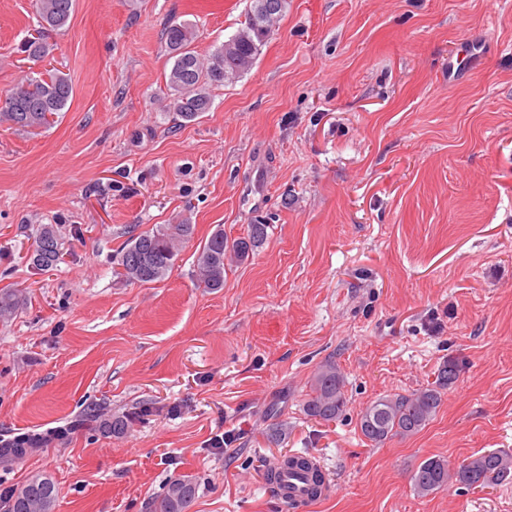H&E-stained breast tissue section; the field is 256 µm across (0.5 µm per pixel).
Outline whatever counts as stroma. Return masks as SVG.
<instances>
[{"label": "stroma", "instance_id": "obj_1", "mask_svg": "<svg viewBox=\"0 0 512 512\" xmlns=\"http://www.w3.org/2000/svg\"><path fill=\"white\" fill-rule=\"evenodd\" d=\"M249 5L76 0L35 62L20 51L32 0H0V95L52 67L73 84L51 127L0 126V288L22 299L0 323V439L91 403L132 420L1 462L0 489L39 473L55 512H150L189 475L190 512H291L264 474L304 452L330 488L300 512H512V481L426 497L411 481L432 457L512 454V0H288L253 68L180 123L164 28L194 23L206 54ZM468 43L482 56L457 65ZM184 219L163 280L113 276L131 232ZM259 223L265 245L227 263L223 289L198 286L214 230ZM44 224L62 258L37 271ZM328 358L347 397L333 422L302 412ZM446 362L457 379L417 434L361 435L367 405Z\"/></svg>", "mask_w": 512, "mask_h": 512}]
</instances>
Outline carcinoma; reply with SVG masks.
<instances>
[{"mask_svg":"<svg viewBox=\"0 0 512 512\" xmlns=\"http://www.w3.org/2000/svg\"><path fill=\"white\" fill-rule=\"evenodd\" d=\"M36 26L22 42L21 52L32 61H42L52 52V35L69 25L74 0H35ZM288 8V0H251L244 26L207 55L192 48L196 38L194 24L183 21L165 27L162 37L169 58L173 59L166 85L174 94V112L185 122H193L211 106L209 88L237 82L255 64L262 48L275 34ZM73 95L67 75L47 70L38 77H28L0 100V125L16 130L36 131L51 124ZM268 225L251 224L247 236L229 240L217 229L196 257L200 285L209 290L224 287L225 259L244 261L261 248L267 239ZM187 223L163 224L152 232L132 234L117 253L115 275L125 281L150 284L163 279L175 265L181 245L193 234ZM59 239L54 225L41 227L30 256L33 267L45 270L60 260ZM19 308L18 294L0 289V322H9ZM457 378L454 365L445 363L438 370L435 385L410 394H392L376 399L361 412V434L381 444L394 436L418 432L436 412L442 394ZM347 404L345 380L332 359H327L315 373L311 393L303 404L305 414L319 421L339 418ZM86 422L95 430L118 437L129 427L124 416L112 417L93 405L87 412L65 426L44 434H28L0 443V456L8 459L34 448H42L69 430ZM512 480V456L502 451H488L471 457L456 470L447 461L429 458L413 473L416 494L426 497L457 482L468 488H484ZM197 481L190 476L172 478L153 503V512H189L197 497ZM56 489L44 474L31 476L25 484L8 490L7 512H53Z\"/></svg>","mask_w":512,"mask_h":512,"instance_id":"cac0c4a2","label":"carcinoma"}]
</instances>
